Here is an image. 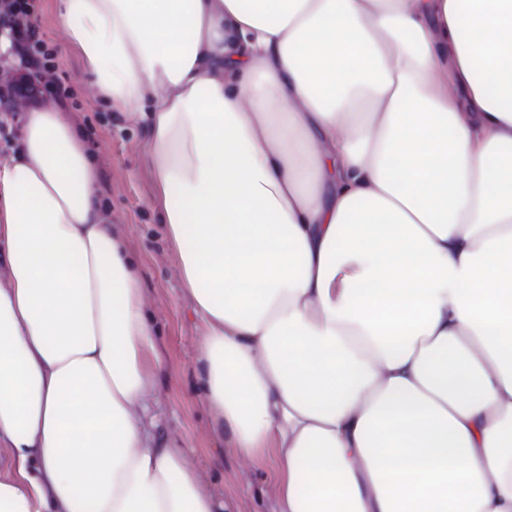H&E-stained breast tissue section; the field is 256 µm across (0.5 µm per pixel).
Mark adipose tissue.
Listing matches in <instances>:
<instances>
[{
  "label": "adipose tissue",
  "mask_w": 512,
  "mask_h": 512,
  "mask_svg": "<svg viewBox=\"0 0 512 512\" xmlns=\"http://www.w3.org/2000/svg\"><path fill=\"white\" fill-rule=\"evenodd\" d=\"M142 148L201 397L274 512H512V0H56ZM0 162V512H219L54 106Z\"/></svg>",
  "instance_id": "1"
}]
</instances>
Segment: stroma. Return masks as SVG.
<instances>
[{
	"label": "stroma",
	"mask_w": 512,
	"mask_h": 512,
	"mask_svg": "<svg viewBox=\"0 0 512 512\" xmlns=\"http://www.w3.org/2000/svg\"><path fill=\"white\" fill-rule=\"evenodd\" d=\"M38 5L42 49L54 53L69 76L68 96L54 103L88 142L100 172L101 202L141 269L147 315L163 359L161 383L150 399L158 431L188 455L201 487L223 501L224 512H272L277 486L271 462L244 461L226 448L200 398V322L183 289L161 222L152 167L140 147L145 123L139 115L112 111L94 94L81 55L62 48L55 0H39Z\"/></svg>",
	"instance_id": "35a3bbf8"
}]
</instances>
